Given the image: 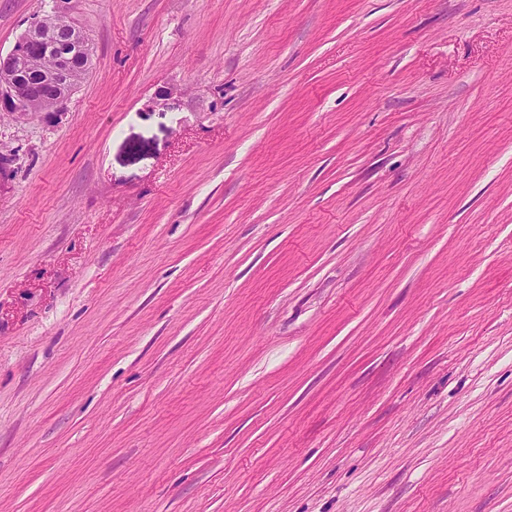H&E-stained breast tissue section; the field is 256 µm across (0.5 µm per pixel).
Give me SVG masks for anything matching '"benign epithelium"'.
I'll use <instances>...</instances> for the list:
<instances>
[{"label":"benign epithelium","instance_id":"obj_1","mask_svg":"<svg viewBox=\"0 0 512 512\" xmlns=\"http://www.w3.org/2000/svg\"><path fill=\"white\" fill-rule=\"evenodd\" d=\"M71 10V0H52L49 12L33 18L9 52H0V112L18 114L46 95L50 111L59 112L74 94L80 84L74 59L92 57L93 49ZM44 59L46 68L39 66Z\"/></svg>","mask_w":512,"mask_h":512}]
</instances>
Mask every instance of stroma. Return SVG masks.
<instances>
[{
    "mask_svg": "<svg viewBox=\"0 0 512 512\" xmlns=\"http://www.w3.org/2000/svg\"><path fill=\"white\" fill-rule=\"evenodd\" d=\"M73 6L0 114V512H512V0ZM71 3L52 1L50 11L33 18L9 52H0V80L1 76L4 80L0 87V112H26L20 114L22 117L49 108L46 112H59L76 91L80 79L75 76L74 59L92 58L93 49L86 32L71 16ZM60 20L65 23L60 24ZM44 59L50 65L38 67ZM46 95L52 106L47 99L30 101Z\"/></svg>",
    "mask_w": 512,
    "mask_h": 512,
    "instance_id": "1",
    "label": "stroma"
}]
</instances>
